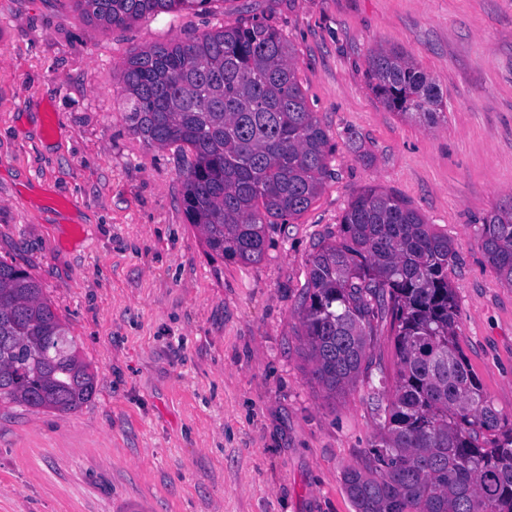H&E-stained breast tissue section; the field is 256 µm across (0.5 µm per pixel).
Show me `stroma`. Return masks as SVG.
Segmentation results:
<instances>
[{
    "mask_svg": "<svg viewBox=\"0 0 512 512\" xmlns=\"http://www.w3.org/2000/svg\"><path fill=\"white\" fill-rule=\"evenodd\" d=\"M252 16L291 42L331 156L309 210L244 264L208 254L182 156L132 135L116 74ZM378 47L439 86L436 127L373 95ZM370 185L453 239L459 344L512 421V288L479 241L512 201V0H213L108 30L68 0H0V259L40 283L96 375L73 412L0 403V512H355L344 474L370 462L397 370L389 324L332 395L299 308L318 242Z\"/></svg>",
    "mask_w": 512,
    "mask_h": 512,
    "instance_id": "obj_1",
    "label": "stroma"
}]
</instances>
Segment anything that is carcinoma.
<instances>
[{
    "mask_svg": "<svg viewBox=\"0 0 512 512\" xmlns=\"http://www.w3.org/2000/svg\"><path fill=\"white\" fill-rule=\"evenodd\" d=\"M104 28L146 14L206 11L213 0H70ZM369 86L428 125L442 93L410 57L377 48ZM132 133L190 155L179 177L188 223L212 257L249 264L267 228L300 217L329 169V135L310 111L292 47L255 17L188 42L154 45L118 74ZM481 246L512 287V203L483 218ZM448 234L376 187L348 205L340 237L310 260L301 314L314 379L329 393L367 368V337L390 320L398 370L374 466L344 474L355 512H512V426L483 394L458 341ZM96 390L76 338L35 278L0 260V402L71 412Z\"/></svg>",
    "mask_w": 512,
    "mask_h": 512,
    "instance_id": "cac0c4a2",
    "label": "carcinoma"
}]
</instances>
